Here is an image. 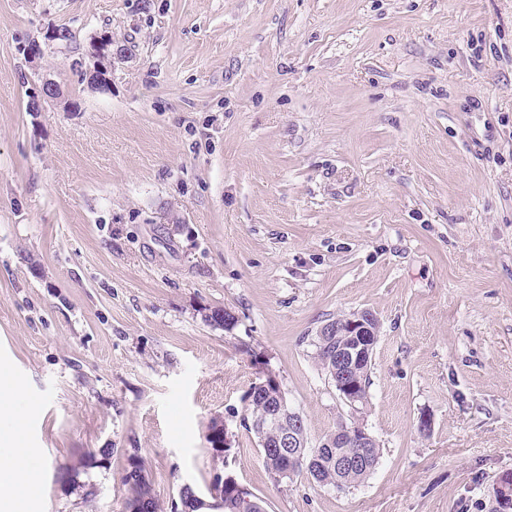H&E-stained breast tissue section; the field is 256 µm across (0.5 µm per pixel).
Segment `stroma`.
Segmentation results:
<instances>
[{"label": "stroma", "mask_w": 512, "mask_h": 512, "mask_svg": "<svg viewBox=\"0 0 512 512\" xmlns=\"http://www.w3.org/2000/svg\"><path fill=\"white\" fill-rule=\"evenodd\" d=\"M362 311L380 332L356 417L312 340ZM266 370L309 446L359 418L374 472L274 481L243 422ZM17 415L43 464L15 512H127L134 452L162 512L209 498L214 418L267 512H507L512 0H0V423Z\"/></svg>", "instance_id": "1"}]
</instances>
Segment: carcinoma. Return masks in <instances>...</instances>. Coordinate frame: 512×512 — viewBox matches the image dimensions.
<instances>
[{
	"instance_id": "1",
	"label": "carcinoma",
	"mask_w": 512,
	"mask_h": 512,
	"mask_svg": "<svg viewBox=\"0 0 512 512\" xmlns=\"http://www.w3.org/2000/svg\"><path fill=\"white\" fill-rule=\"evenodd\" d=\"M204 321L213 327H222L225 331H232L237 325V318L228 311L220 308L211 309L204 314ZM374 335L363 341L360 336H321L313 339L315 359L328 376L336 374V349L340 346L355 348L364 343L376 347L378 342L379 324L372 325ZM373 354L358 355L351 360L345 369L346 376L342 383L368 393ZM248 414L243 417L245 427L252 432L256 445L262 455L263 463L272 477L281 481L295 475L306 473L314 482L321 486H329L338 490L350 488L365 480L379 463L381 457L380 445L369 449V458L363 463L347 468L336 466V458L340 456H353L359 449L346 441L341 447H336V433L331 432L323 437L315 448H298L296 452L304 455L306 464L300 470L288 469V460L282 455L283 449L276 447L281 434L286 431L283 426L266 425L272 410L276 408L277 401L286 399L281 384L261 387L254 385L250 388ZM208 442L216 453V457L223 459L224 490L217 493L222 512H238V503L250 498L258 502L255 512H265L263 500L242 485L229 469L228 457L232 448L228 447L224 431L217 429V422L209 426ZM127 490V508H135L136 512H161L158 499L149 479L144 462L133 453L127 457V469L124 478ZM200 500L196 498L190 488H185L180 495V504L174 509L182 512H196Z\"/></svg>"
}]
</instances>
